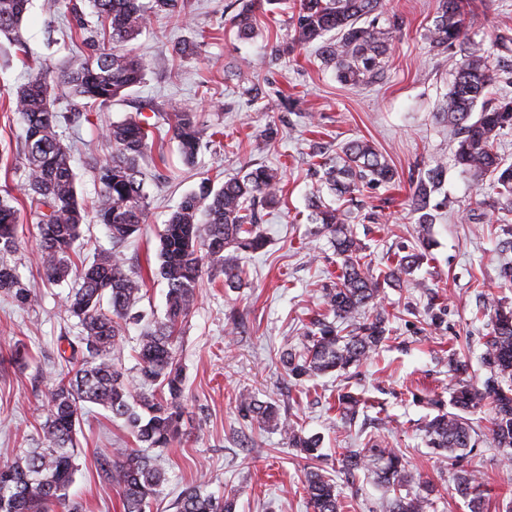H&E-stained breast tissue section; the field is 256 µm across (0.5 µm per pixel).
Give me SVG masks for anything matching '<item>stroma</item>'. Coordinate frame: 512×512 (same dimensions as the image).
Listing matches in <instances>:
<instances>
[{
    "label": "stroma",
    "mask_w": 512,
    "mask_h": 512,
    "mask_svg": "<svg viewBox=\"0 0 512 512\" xmlns=\"http://www.w3.org/2000/svg\"><path fill=\"white\" fill-rule=\"evenodd\" d=\"M468 3L471 37L488 46L497 36L512 38V0ZM385 4L404 21L386 77L354 88L324 68L308 47L296 50L290 63L270 61V45L287 34L284 0L258 11V34L246 42L230 24L236 0H187L185 16H155L149 31L132 41L148 64L144 82L94 122L60 129L73 146L78 195L89 203L98 186L85 157L110 154L103 135L108 122L138 114L152 124L158 113L181 105L201 113L207 125L223 128V136L204 141L188 166L175 140L153 143L158 164L156 178L146 185V229L124 250L135 272L155 262L158 233L201 180L219 186L261 164L281 174L278 203L258 211L268 243L244 260L241 287L227 288L218 279L201 288L177 340L188 437L160 458L168 481L153 512H177L180 491L199 481L208 492L232 499L235 512H310L306 459L278 430L258 429L241 412L237 396L244 389L278 405L305 435L321 437L319 466L334 479L345 512H381L382 489L363 475L348 480L339 462L346 449L363 447L372 435L403 456L415 481L433 486L429 512H469L455 492L463 470L482 475L487 512L512 506V464L487 433L489 411L473 414L472 447L462 459L439 463L423 433L459 377L480 384L489 375L483 363L492 318L487 302L493 297L512 307V277L505 274L512 268V223H500L497 211L479 205L473 181L452 162L454 134L437 107L454 72L447 55L431 50L427 41L437 0ZM41 5L31 0L22 26L28 59L15 57L0 36V187L24 178L20 157L5 151L22 134L9 89L40 67H61L75 51L62 14L45 13ZM179 41L198 43V54L172 56L170 47ZM245 58L254 66L244 83L236 71ZM271 100L278 109L264 111ZM351 139L372 141L396 171L394 183L363 189L349 203L374 270H384L395 252L411 246L418 220L408 207L411 184L441 160L446 172L431 201L433 244L406 282L382 288V304L391 315L385 346L360 366L299 383L276 353L302 350L312 322L326 316L323 294L338 263L329 238L308 221L313 166ZM19 271L39 303L21 308L0 296V463L30 447L48 409V392L65 370L57 358L58 340L77 333L63 311L67 287L48 284L31 259H22ZM453 355L466 362L465 375L451 370ZM344 391L367 402L365 414L349 428L336 411ZM77 438L79 470L71 492L82 512H122L103 459L110 448L132 446V436L111 414L93 407L84 411Z\"/></svg>",
    "instance_id": "35a3bbf8"
}]
</instances>
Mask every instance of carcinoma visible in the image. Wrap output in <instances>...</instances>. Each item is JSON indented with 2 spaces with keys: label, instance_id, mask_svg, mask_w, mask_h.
<instances>
[{
  "label": "carcinoma",
  "instance_id": "cac0c4a2",
  "mask_svg": "<svg viewBox=\"0 0 512 512\" xmlns=\"http://www.w3.org/2000/svg\"><path fill=\"white\" fill-rule=\"evenodd\" d=\"M280 0H239L232 26L238 37L249 40L257 27L256 12ZM29 0H0V33L14 36L25 50L19 30ZM67 5L73 32L86 51L61 74L45 69L11 93L12 112L23 125L24 137L15 145L25 179L20 195L6 188L0 193V292L22 308L37 302V295L18 273L17 256L25 247L18 235L16 203L30 201L37 214L38 244L33 258L50 284L70 283L64 313L76 320L78 335L64 337L70 350H57L67 371L49 393V409L39 424L34 447L12 462L0 465V512H80L70 488L78 470L76 434L86 405L92 404L124 421L135 448H113L105 455L112 486L120 495L123 512H151V504L167 481L154 455L181 439L183 431L184 376L178 357L177 336L190 315L204 280L224 275V286L237 288L245 275L240 255L254 253L266 244L255 220V206L278 202L277 172L252 167L240 179L214 188L207 180L186 195L158 234L157 265L151 276L167 288L164 318L145 328L137 351L141 388L133 390L116 361L123 333L142 320L135 311L145 280L126 266L125 244L142 235L149 195L143 163L155 125L139 116L112 121L105 128L111 154L90 161L99 191L92 207L80 202L77 175L71 164L72 147L58 132L62 115L54 88L63 85L68 96L84 111L73 119L90 120V113L108 108L131 88L143 83L148 65L128 48L153 16H181L184 0H44L48 13ZM403 20L386 14L382 0H293L288 38L275 42L270 59L288 57L291 47L314 46L323 65L335 70L337 79L355 87L373 83L384 75L386 58ZM430 46L448 54L454 80L438 112L455 135L454 164L469 175L480 191L489 194L504 213L512 211V162L499 154L496 140L512 129V97L491 96L499 84L512 85V70L491 63L489 48L468 41L464 0H438ZM168 131L178 143L184 164L194 162L208 126L186 106L164 113ZM216 130L209 135L217 136ZM445 167L426 170L412 186L408 200L421 213L416 228V248L401 256L389 276L399 283L424 259L430 247L431 217L425 213L431 197L440 191ZM319 187L309 199V219L318 231L330 236L341 259L333 286L324 300L335 320H317L308 342L298 354L280 357L283 367L297 379L346 370L369 359L386 339L388 313L380 305L381 283L368 269L364 246L351 227L348 208L324 202L323 190L341 199L353 197L364 186L390 183L395 173L386 156L369 140L341 142L335 155L318 165ZM104 226L111 248L98 252L90 262H77L75 243L88 219ZM228 248L230 255H224ZM108 298L109 307L102 306ZM494 310L492 336L486 342L485 363L490 377L481 386L469 381L453 389L450 410L424 426L430 447L439 461L459 458L470 447V415L489 405L493 418L489 435L496 448L512 449V310L489 302ZM239 404L260 428L274 425L292 448L312 458L320 437L303 434L298 423L283 419L270 402L247 392ZM361 399L338 396L340 420L356 419ZM352 475H369L393 496L383 500V512H426L431 489L418 484L415 492L401 493L411 482L402 458L392 448L378 444L352 450L342 459ZM307 503L311 512H343L332 479L319 471L305 473ZM456 493L470 512H483L481 476L463 471L456 478ZM179 512H233V502L206 492L204 484L185 487Z\"/></svg>",
  "mask_w": 512,
  "mask_h": 512
}]
</instances>
